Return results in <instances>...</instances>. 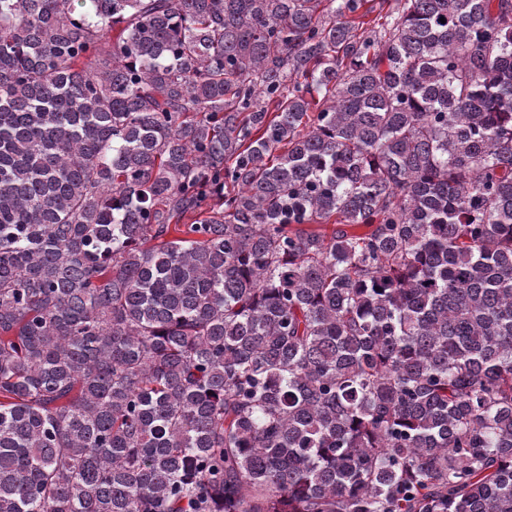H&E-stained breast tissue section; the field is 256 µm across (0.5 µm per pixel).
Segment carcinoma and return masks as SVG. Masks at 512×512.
<instances>
[{
	"label": "carcinoma",
	"instance_id": "1",
	"mask_svg": "<svg viewBox=\"0 0 512 512\" xmlns=\"http://www.w3.org/2000/svg\"><path fill=\"white\" fill-rule=\"evenodd\" d=\"M387 3L0 0V512H512V0Z\"/></svg>",
	"mask_w": 512,
	"mask_h": 512
}]
</instances>
